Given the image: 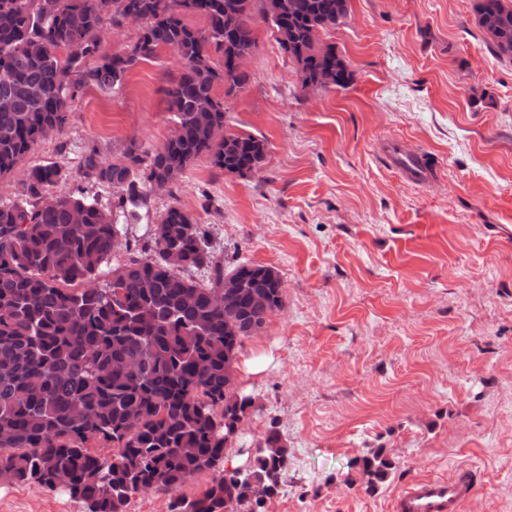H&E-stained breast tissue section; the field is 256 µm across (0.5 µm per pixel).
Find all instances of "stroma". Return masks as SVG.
I'll use <instances>...</instances> for the list:
<instances>
[{
  "instance_id": "stroma-1",
  "label": "stroma",
  "mask_w": 512,
  "mask_h": 512,
  "mask_svg": "<svg viewBox=\"0 0 512 512\" xmlns=\"http://www.w3.org/2000/svg\"><path fill=\"white\" fill-rule=\"evenodd\" d=\"M476 0H351L323 40L353 77L310 94L263 14L249 82L226 97V129L264 140L262 170L239 177L208 157L170 192L130 211L84 177L81 159L122 160L169 137L172 50L120 87L86 89L63 132L27 162L59 163L54 194L83 191L127 240L186 207L224 270L279 271L281 309L235 357L255 408L224 451L246 465L270 432L288 450L265 512H392L410 480L471 468L463 512H512V63L481 40ZM429 153L424 185L385 157L388 142ZM393 461L365 491L353 459ZM0 512H86L60 490L0 480Z\"/></svg>"
}]
</instances>
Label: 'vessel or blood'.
<instances>
[{"label":"vessel or blood","mask_w":512,"mask_h":512,"mask_svg":"<svg viewBox=\"0 0 512 512\" xmlns=\"http://www.w3.org/2000/svg\"><path fill=\"white\" fill-rule=\"evenodd\" d=\"M392 162L411 181L423 184L434 175L435 166L424 154L405 157L396 151ZM474 491L475 486L464 469L449 476L418 478L395 496L393 512H462L464 502Z\"/></svg>","instance_id":"b4317fda"}]
</instances>
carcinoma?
<instances>
[{"label":"carcinoma","mask_w":512,"mask_h":512,"mask_svg":"<svg viewBox=\"0 0 512 512\" xmlns=\"http://www.w3.org/2000/svg\"><path fill=\"white\" fill-rule=\"evenodd\" d=\"M257 0H0V180L22 170L21 193L0 205V478L61 488L87 512H126L131 495L169 494L168 512H263L288 469V450L270 433L245 475L225 469L197 497L176 493L224 458L228 430L254 407L225 388L242 339L263 328L271 311L251 302L227 318L212 295L231 281L267 288L282 307L280 274L256 280L262 265L224 271L206 230L179 206L161 219L140 255L109 267L112 212L82 195L46 192L63 178L55 162L24 168L39 142L60 133L70 103L88 87L110 90L127 71L163 48L184 63L165 90L179 133L145 156H85L87 178L121 189L138 207L155 180L176 182L197 158L246 175L266 143L225 133L226 108L215 96L231 54L258 46ZM272 28L288 29L280 49L305 80L328 73L344 88L352 74L320 33L348 16L350 0H263ZM143 27L129 51L98 56L103 19L119 26L131 12ZM198 16L203 28L184 15ZM478 25L494 16L497 37L485 46L512 61V0H477ZM220 64L212 63L211 53ZM98 58L94 65L88 63ZM210 268L202 286L186 275ZM113 448L107 458L92 452ZM365 490L386 480L393 462L376 448L354 461Z\"/></svg>","instance_id":"carcinoma-1"}]
</instances>
